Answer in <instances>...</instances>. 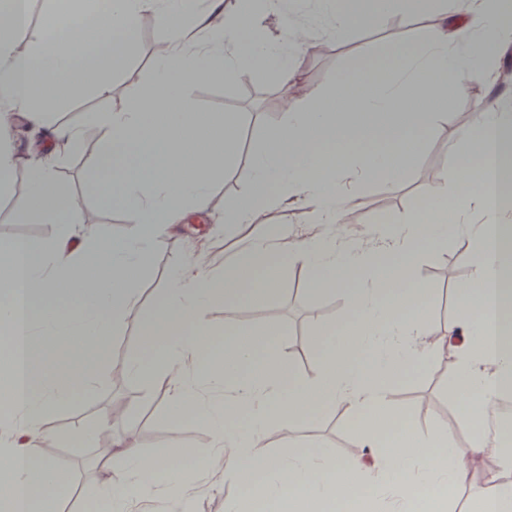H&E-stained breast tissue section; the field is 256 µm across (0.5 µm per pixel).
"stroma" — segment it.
Returning <instances> with one entry per match:
<instances>
[{"label":"stroma","instance_id":"1","mask_svg":"<svg viewBox=\"0 0 512 512\" xmlns=\"http://www.w3.org/2000/svg\"><path fill=\"white\" fill-rule=\"evenodd\" d=\"M287 17L309 33L304 50L307 63L299 75L301 84L306 87L322 85L330 75L354 81L359 50L367 48L384 53L390 42L413 39L431 22L427 16L396 20L380 29L354 32L345 42L336 43L328 39L315 21L307 0H288ZM158 34L155 14H141L129 38V64L122 73L113 76L111 94L103 97L87 93L77 97L55 109V121L77 124L88 113L116 109L129 94L150 83ZM188 95L193 106L206 115L241 114V151L223 177L214 181L209 214L188 216L183 224L155 242L144 271L135 283L139 309L112 333L110 354L99 369L94 390L76 391L73 402L42 426V452L70 475V484L61 496L63 512H96L95 498L103 473L88 463L95 450L82 435L81 428L92 425L116 407L122 409L123 415L121 424L113 427V434L133 431L135 445L143 454L160 457L177 446L207 451L205 458L187 472L189 502L172 497L163 474L154 473L146 478L151 492L131 499L127 504L128 512H183L187 507L192 512H225L227 500L241 493L240 488L216 475L222 464L213 448L209 426L189 416L169 418L165 381L148 387L126 373L118 379L113 376L115 368L122 366L129 357L145 353L142 322L165 296L171 274L185 264L192 251L204 250L211 267L217 268L232 257L242 240L260 233L264 225L299 227L305 221L300 202L291 198L277 211L265 214L261 223L239 225L228 235L216 231L217 224L224 221L225 200L241 195L251 184V153L260 146L267 131L282 121L286 111L278 91L274 61L266 58L244 67L228 83H194ZM494 100L512 104V89L497 91L486 73L470 76L465 94L451 93L441 100L437 118L411 170L382 183L354 180L346 185L345 194L352 200L346 232L357 235L366 225H383L393 219L409 221L415 210L425 204L422 192L428 186L426 168L437 164L441 169H448L450 154L465 151L469 146L462 136L463 131L471 127L476 114L485 111ZM99 149V144L95 143L57 158L56 170L80 209L96 214L97 227L103 237L118 240L128 233L129 226L124 212L104 204L95 191L91 165ZM26 190V180H16L8 200L0 202V242L22 236L31 245L41 247L56 236L58 226L53 222L15 223L11 201L23 196ZM458 253V243L449 241L444 251L429 255L418 268L419 279L435 290L428 323L434 338L440 340L458 319L453 283L467 279L470 274L469 267L460 263ZM278 273L280 291L267 303L268 309L274 312L273 322L283 331L278 350L284 362L305 375L315 368L322 351L315 329L321 324L335 323L337 317L342 316V293L336 289L313 290L308 285L306 269L295 264L282 263ZM459 361V350L450 348L430 368L409 366L395 381L392 402L413 422L447 425L455 443L463 447L471 431L459 420V397L448 389V379ZM293 432L305 453L324 457L329 462L347 457L356 444L353 420L336 412L296 422ZM498 468L499 457L492 449L469 466L466 480L455 497L459 512H471L474 504L485 496L488 478Z\"/></svg>","mask_w":512,"mask_h":512}]
</instances>
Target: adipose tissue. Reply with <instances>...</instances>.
<instances>
[{
    "label": "adipose tissue",
    "instance_id": "obj_1",
    "mask_svg": "<svg viewBox=\"0 0 512 512\" xmlns=\"http://www.w3.org/2000/svg\"><path fill=\"white\" fill-rule=\"evenodd\" d=\"M320 2L328 37L337 42L401 16L405 8L403 0ZM47 4L51 23L26 55L16 52L15 43L30 29V0H11L0 11V194L26 178L16 221L60 225L56 239L39 249L21 240L0 242V281L12 284L0 298V414L10 420L0 429V475L10 481L0 512H53L68 487L69 475L35 446L44 418L69 405L76 386L95 382L112 329L138 307L133 284L155 241L188 215L208 213L212 180L238 153L239 117L203 121L186 90L201 80H231L237 67L264 52L251 21L259 12L279 11L282 0L261 6L246 0L213 23L198 46L180 39L187 0H109L103 17L98 0ZM412 8L416 17L438 9L439 25L413 45L392 43L390 53L404 58L403 68L382 79L367 67L358 87L330 78L298 89L303 44L294 39L292 25L284 26L277 45L280 86L293 105L253 153L251 187L225 202L224 221L256 223L293 190L313 230L297 234L284 224L268 226L243 241L219 275L188 260L149 318L148 335L164 341L160 353L126 363L145 385L166 380L172 414L208 423L215 446L224 451L226 481L248 490L247 499H230L226 512H249L259 502L270 512H335L384 491L399 496L409 477L434 494L424 502L402 498V512H448L467 476L466 462L488 447L486 405L512 384V351L502 345L512 325V290L504 286L512 270V205L501 188V173L512 165L511 110L497 106L477 114L467 132L469 150L451 160L452 168H467L471 178L456 183L450 196L431 184L429 221L416 218L387 233L368 227L359 238L336 231L347 206L337 191L344 176L378 181L415 163L434 117L424 103L440 100L444 91L430 80V71L462 76L489 64L497 46L512 37L501 0H414ZM146 12L157 13L160 22L151 83L118 110L91 114L80 125L52 123L53 106L86 91L107 93L112 75L127 65L125 40L101 39L99 28L131 31ZM77 28L83 39L73 38ZM162 100L170 104L164 112L158 109ZM20 118L48 127L51 140L74 148L88 133L99 135L95 166L108 174L99 193L123 208L129 224L124 239L93 236V223L61 189L55 167L23 164L9 146ZM469 208L480 212L481 223H465ZM451 233L461 239L460 259L471 271L454 289L460 316L453 341L465 354L449 379L454 393L470 397L459 408L472 427L463 448L454 447L446 425L403 421L391 402L394 378L407 366H430L440 353L428 343L425 320L432 291L410 271L425 249L440 247ZM283 254L308 271L311 287L353 284L343 297L345 314L335 336L305 378L280 358L277 325L259 331L229 312L218 335L207 321L208 306L218 296L230 300L247 290L253 306L262 307L278 281L267 267ZM335 410L358 420L357 445L373 449L379 467L354 454L327 465L268 451L269 427H277L288 444L293 423ZM400 421L404 433L389 442ZM500 460L480 512H512V453H501ZM103 461L107 474L121 475L122 482L107 484L97 495L96 512H124L130 495L146 493L142 478L154 472V464L128 436L113 439ZM34 485L41 499L32 498Z\"/></svg>",
    "mask_w": 512,
    "mask_h": 512
}]
</instances>
